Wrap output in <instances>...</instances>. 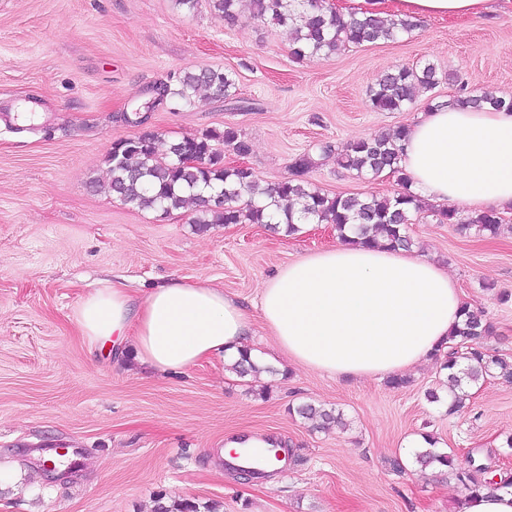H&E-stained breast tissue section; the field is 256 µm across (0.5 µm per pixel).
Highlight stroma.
Wrapping results in <instances>:
<instances>
[{"mask_svg": "<svg viewBox=\"0 0 512 512\" xmlns=\"http://www.w3.org/2000/svg\"><path fill=\"white\" fill-rule=\"evenodd\" d=\"M433 63L444 79L403 112H377L369 89L397 64ZM232 73L239 104L196 98L152 112L159 151L171 141L233 125L244 158L265 184L302 154L323 193L384 196L394 178L340 168L335 148L412 123L428 99L460 89L512 98V7L477 19L430 17L396 43L349 45L303 62L284 29L241 9L234 25L209 0H0V512H457L452 472L420 470L409 444L433 435L442 451L482 449L512 470V384L474 387L448 414L440 357L386 381H343L287 364L271 337L249 341L268 370L242 377L213 359L168 376L90 348L75 313L113 285L145 296L180 280L223 289L255 312L280 266L336 246L329 224L274 234L260 224L197 230L195 204L164 215L109 194L104 159L137 136L125 112L174 72ZM413 248L445 267L484 311L483 344L512 360V214L497 236L461 234L424 215ZM510 301H501V294ZM440 400L428 402L427 391ZM312 402L342 411L346 429L316 430L294 414ZM265 436L287 449L285 466L245 481L214 459L225 438ZM68 449L55 474L43 458ZM404 469L396 471L394 460Z\"/></svg>", "mask_w": 512, "mask_h": 512, "instance_id": "obj_1", "label": "stroma"}]
</instances>
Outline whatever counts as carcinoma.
Masks as SVG:
<instances>
[{
    "label": "carcinoma",
    "mask_w": 512,
    "mask_h": 512,
    "mask_svg": "<svg viewBox=\"0 0 512 512\" xmlns=\"http://www.w3.org/2000/svg\"><path fill=\"white\" fill-rule=\"evenodd\" d=\"M247 5L254 16L290 34L291 57L309 60L336 53L347 44L395 41L417 27L408 18L385 19L380 16H345L333 10L328 0H211L214 12L227 24L234 23L240 6ZM431 64L422 67L396 66L379 76L369 91L371 107L380 112H403L415 100L418 90L430 92L441 82ZM155 95L136 108L138 112L168 106L173 110L191 105L204 93L215 100L232 101L235 80L221 69L202 68L173 73L154 86ZM457 103L476 110L512 111V99L498 97L489 91L461 95ZM407 126L400 125L392 133L353 141L336 153L341 168L357 175L374 178L390 175L399 189L386 196H328L312 186L306 174L312 166L310 156L295 159L288 177L275 184L262 185L251 172L224 165V154L214 143L230 145L244 154L250 150L232 126L221 132L210 131L200 136H186L169 144L167 155L156 152L157 135L145 130L139 135L121 139L112 145L105 157L109 168L108 192L134 208L160 211L167 215L189 200L199 203L193 219L198 229L211 224H264L277 232L294 235L301 224H331L340 237L347 225H357L358 238L366 245H383L390 250L409 249L413 245L407 225L425 212V202L410 190V181L401 166L400 141ZM193 153L202 160L197 166L183 163L182 157ZM224 196L216 204L211 197ZM433 215L442 223L454 224L461 233L498 234L500 214L495 210L462 215L456 209H439ZM463 322L448 336V349L442 369L447 371L452 399L448 413L466 407L471 393L468 388L490 378L512 383V360L492 354L482 339L492 325L481 311L467 306ZM245 377L261 372L246 350L240 352L232 366ZM295 412L317 426L334 423L346 428L342 412L306 403ZM420 468L446 467L455 475L462 498L458 508L479 496L484 489H512V475L491 482L485 477V466L475 457L461 459L454 452L429 448L415 454Z\"/></svg>",
    "instance_id": "obj_1"
}]
</instances>
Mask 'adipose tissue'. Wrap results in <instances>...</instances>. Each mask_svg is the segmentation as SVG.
<instances>
[{
	"label": "adipose tissue",
	"instance_id": "ef3b65f1",
	"mask_svg": "<svg viewBox=\"0 0 512 512\" xmlns=\"http://www.w3.org/2000/svg\"><path fill=\"white\" fill-rule=\"evenodd\" d=\"M499 0H349L353 13L477 16ZM401 165L412 190L470 210L512 209V112L448 104L410 125ZM463 295L435 263L398 250L341 244L280 267L259 315L205 284L173 280L142 300L112 287L76 311L90 344L132 341L139 363L169 375L213 358L233 364L255 324L291 364L346 380L381 379L426 362L461 322Z\"/></svg>",
	"mask_w": 512,
	"mask_h": 512
}]
</instances>
